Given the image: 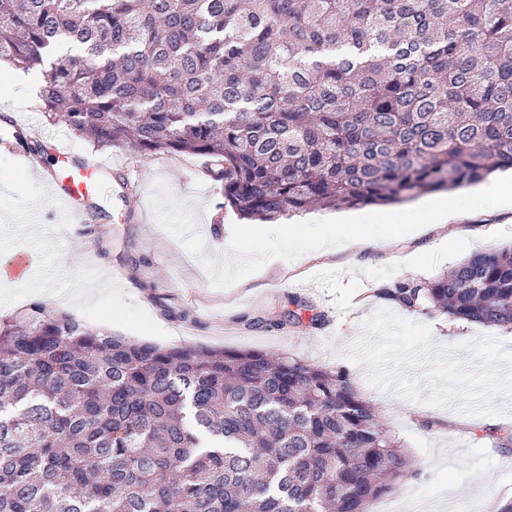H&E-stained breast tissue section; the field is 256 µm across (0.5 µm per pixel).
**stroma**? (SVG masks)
Returning <instances> with one entry per match:
<instances>
[{
  "label": "stroma",
  "instance_id": "1",
  "mask_svg": "<svg viewBox=\"0 0 512 512\" xmlns=\"http://www.w3.org/2000/svg\"><path fill=\"white\" fill-rule=\"evenodd\" d=\"M40 81L31 71L12 90L0 87V113L32 140L54 134L77 158L107 167L81 224L57 207L41 177L28 174V154L0 145V264L19 250L37 257L19 281L0 280V316L38 298L90 328L140 342L259 350L345 368L418 462L417 475L374 500L369 512L407 500L441 512L458 488L480 512H495L512 497V446L501 447L493 433L512 426V387L503 372L512 362V329L411 313L378 294L397 280L432 281L465 259L437 251L434 231H404L396 216L414 203L353 208V215L376 218L366 227L370 244L354 263L341 252L314 254L308 222L335 219V211H307L303 224L281 220L289 248L278 268L257 276L246 267L241 282H228L227 252L260 251L272 235L268 225L224 206L221 183L197 186L207 159L94 147L46 121L37 102ZM443 199L461 210L457 225L472 253L512 244V223L477 209L469 188ZM293 300L324 315V324L254 325Z\"/></svg>",
  "mask_w": 512,
  "mask_h": 512
}]
</instances>
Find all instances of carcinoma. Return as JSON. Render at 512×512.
Returning <instances> with one entry per match:
<instances>
[{"label":"carcinoma","instance_id":"carcinoma-1","mask_svg":"<svg viewBox=\"0 0 512 512\" xmlns=\"http://www.w3.org/2000/svg\"><path fill=\"white\" fill-rule=\"evenodd\" d=\"M0 60L96 147L211 159L250 221L512 169V0H0ZM379 295L512 327V246ZM412 473L344 369L0 317V512H368Z\"/></svg>","mask_w":512,"mask_h":512}]
</instances>
